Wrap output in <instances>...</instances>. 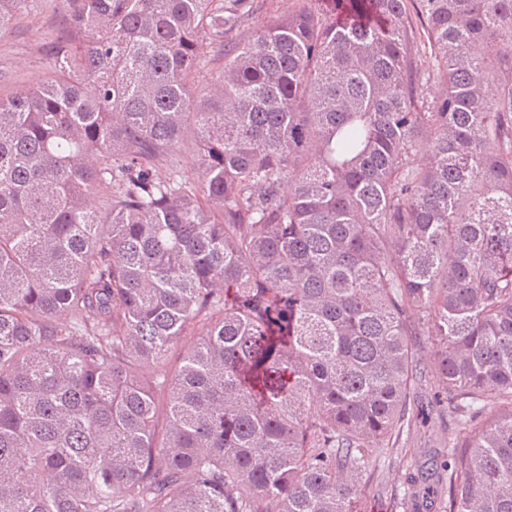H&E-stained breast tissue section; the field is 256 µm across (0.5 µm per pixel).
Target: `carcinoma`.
Segmentation results:
<instances>
[{
	"label": "carcinoma",
	"instance_id": "obj_1",
	"mask_svg": "<svg viewBox=\"0 0 512 512\" xmlns=\"http://www.w3.org/2000/svg\"><path fill=\"white\" fill-rule=\"evenodd\" d=\"M250 9L74 0L0 98V512H361L422 381L413 512H512V0ZM253 2L255 10L249 21L250 26L287 13L293 0H253ZM418 391L422 397L419 403V416L415 419V424L410 427L405 426L403 430L401 428L397 439L398 428H396L394 434L393 441L396 439L394 448H399L398 459H393L396 460V463H388L387 459L384 463L382 458L379 467H376L371 475V480L373 479L374 482L377 480L386 481L400 497L406 489V476L409 466L412 464L413 468L415 460L417 464H421L428 459H430L429 461H432V459L441 461L442 448H448V438L455 435L453 422L448 417V409L443 413L440 412L442 407L436 408L434 406L432 408L430 403L427 404L426 398L427 396L429 398L430 386L423 383ZM401 448H403L402 456L400 455ZM405 450L406 456L399 463L398 460L403 457Z\"/></svg>",
	"mask_w": 512,
	"mask_h": 512
}]
</instances>
